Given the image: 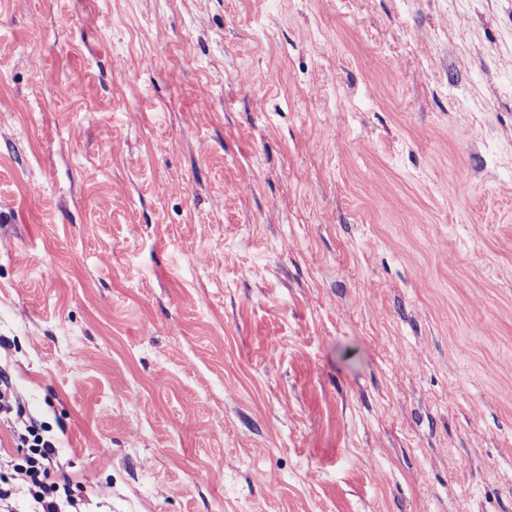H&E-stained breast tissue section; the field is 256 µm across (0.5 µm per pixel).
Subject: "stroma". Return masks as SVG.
<instances>
[{
	"label": "stroma",
	"mask_w": 512,
	"mask_h": 512,
	"mask_svg": "<svg viewBox=\"0 0 512 512\" xmlns=\"http://www.w3.org/2000/svg\"><path fill=\"white\" fill-rule=\"evenodd\" d=\"M0 369L82 512H512V0H0Z\"/></svg>",
	"instance_id": "obj_1"
}]
</instances>
